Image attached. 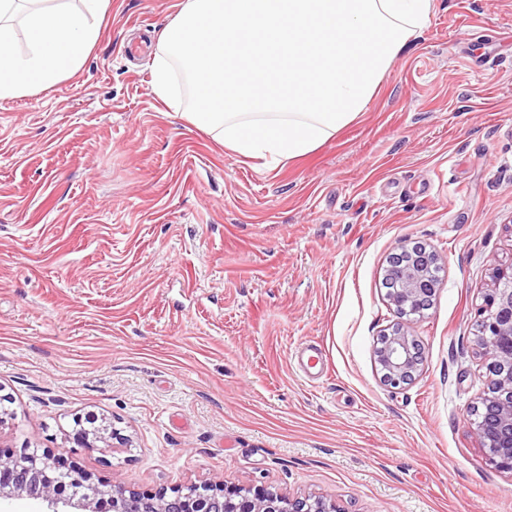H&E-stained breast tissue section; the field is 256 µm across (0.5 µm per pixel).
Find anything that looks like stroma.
<instances>
[{
    "mask_svg": "<svg viewBox=\"0 0 512 512\" xmlns=\"http://www.w3.org/2000/svg\"><path fill=\"white\" fill-rule=\"evenodd\" d=\"M179 2L112 0L80 70L0 99V445L145 493L512 512L469 412L483 294L512 268V0H432L364 113L271 171L187 123L190 95L155 97ZM417 242L438 285L403 318L384 268ZM400 322L423 362L392 389L374 348ZM88 414L130 443L79 447Z\"/></svg>",
    "mask_w": 512,
    "mask_h": 512,
    "instance_id": "1",
    "label": "stroma"
}]
</instances>
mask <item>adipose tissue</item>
I'll return each instance as SVG.
<instances>
[{"mask_svg":"<svg viewBox=\"0 0 512 512\" xmlns=\"http://www.w3.org/2000/svg\"><path fill=\"white\" fill-rule=\"evenodd\" d=\"M111 8L0 0V99L71 77ZM431 9L432 0H184L158 37L152 89L175 107L190 87L188 122L259 166L284 167L362 115Z\"/></svg>","mask_w":512,"mask_h":512,"instance_id":"obj_1","label":"adipose tissue"}]
</instances>
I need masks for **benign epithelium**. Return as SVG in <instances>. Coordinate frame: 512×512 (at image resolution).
<instances>
[{
    "mask_svg": "<svg viewBox=\"0 0 512 512\" xmlns=\"http://www.w3.org/2000/svg\"><path fill=\"white\" fill-rule=\"evenodd\" d=\"M440 262L439 255L425 246L403 247L389 258L391 269L397 271V286L387 297L397 308L418 310L430 306L436 285L430 275ZM487 371L486 389L477 397L476 406L483 408L487 429H477L487 460L495 468L512 472V272L499 271L484 297L476 338ZM375 356L383 371L382 380L391 388L411 381L422 364V352L415 337L398 325L381 335ZM63 473L53 456L32 458L11 448H0V499L29 497L51 505L59 503L80 512H98L97 498L73 501L59 493ZM224 512H337L336 507L321 499H290L273 495L266 489L250 490L218 479L206 485ZM104 494L118 506V512H193L194 503L183 499L185 492L173 494L137 493L112 484Z\"/></svg>",
    "mask_w": 512,
    "mask_h": 512,
    "instance_id": "1",
    "label": "benign epithelium"
}]
</instances>
